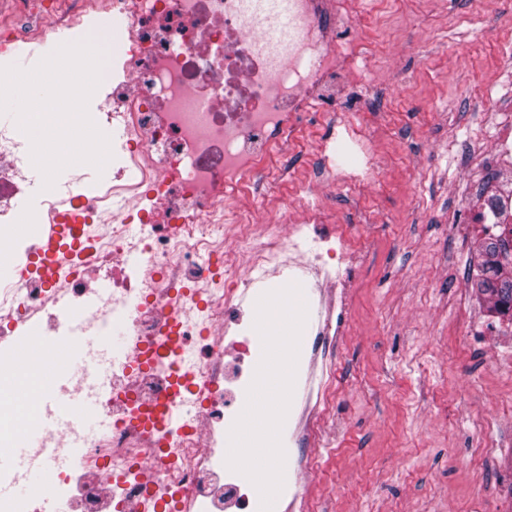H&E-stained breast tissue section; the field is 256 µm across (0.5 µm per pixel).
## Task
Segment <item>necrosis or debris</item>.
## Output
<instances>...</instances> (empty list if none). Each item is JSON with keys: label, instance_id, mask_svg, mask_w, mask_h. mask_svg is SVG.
Instances as JSON below:
<instances>
[{"label": "necrosis or debris", "instance_id": "4bbe7bcc", "mask_svg": "<svg viewBox=\"0 0 512 512\" xmlns=\"http://www.w3.org/2000/svg\"><path fill=\"white\" fill-rule=\"evenodd\" d=\"M108 53L101 83L110 110L93 113L112 138V180L86 185L72 176L42 211L21 206L34 185L29 147L15 123L0 124V385L39 399L54 357L16 336L19 324L49 320L53 331L76 321L102 332L124 325L117 367L89 381L85 350L66 365L46 408L45 448L30 457L50 471L47 494L79 503L80 512H263L258 488L225 463L224 437L240 419L224 384L243 393L253 370L236 363L256 340L242 319L246 271L301 270L304 280L333 286L351 272L355 253L335 225L310 218L281 224L265 214L241 223L227 198L242 183L265 182L271 153H287L293 122L309 99L336 98V63L347 38L336 29L330 0H288L280 18L269 0H102ZM85 0H8L0 24V63L18 42L69 30ZM344 134L358 158L344 173L367 186L378 170L369 136ZM76 212L69 277L47 287L23 268L28 240L50 212ZM322 251L301 247L309 234ZM98 292L111 317L87 312ZM101 407L112 422L87 439L78 421L56 411L75 397Z\"/></svg>", "mask_w": 512, "mask_h": 512}]
</instances>
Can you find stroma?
I'll use <instances>...</instances> for the list:
<instances>
[{"label":"stroma","mask_w":512,"mask_h":512,"mask_svg":"<svg viewBox=\"0 0 512 512\" xmlns=\"http://www.w3.org/2000/svg\"><path fill=\"white\" fill-rule=\"evenodd\" d=\"M341 11L363 37L335 113L374 137L379 177L305 200L360 258L335 288L348 306L325 441L294 447L284 422L304 396L298 332L328 310L310 295L288 315L282 392L241 401L247 443L271 448L272 468L309 466L297 484L262 482L265 512H512V317L470 283L479 206L512 175V156L492 152L512 115V0H343ZM332 115L299 113L263 195L237 194V209L288 214L304 201Z\"/></svg>","instance_id":"35a3bbf8"}]
</instances>
